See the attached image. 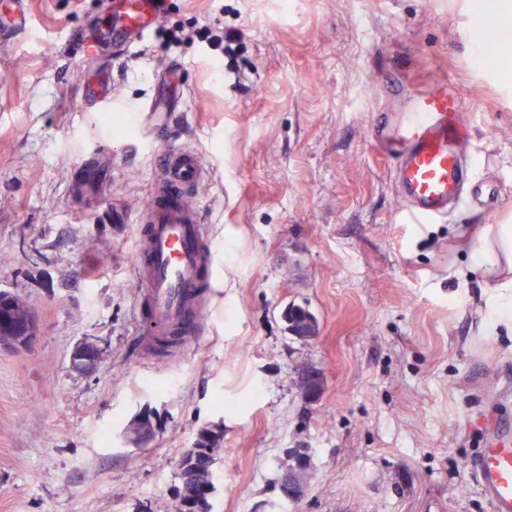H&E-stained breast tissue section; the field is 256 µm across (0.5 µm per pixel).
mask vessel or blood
<instances>
[{"instance_id":"b4317fda","label":"vessel or blood","mask_w":512,"mask_h":512,"mask_svg":"<svg viewBox=\"0 0 512 512\" xmlns=\"http://www.w3.org/2000/svg\"><path fill=\"white\" fill-rule=\"evenodd\" d=\"M168 0H118L121 22L112 38L119 51L141 43L164 15ZM88 109L109 110L112 94L103 84L82 86ZM371 136L380 151L395 155L394 183L412 224L447 221L461 203H475L484 194L470 160L461 149L471 126L454 85L435 79L423 89L408 90L393 116H374ZM111 156L107 144L83 159L79 169L94 181ZM154 202L145 216L133 256L136 286L147 310L144 336H174L188 347L200 333L214 285V250L192 188L203 176L199 155L181 150L164 155ZM484 446L473 466L475 486L491 512H512V423L477 416Z\"/></svg>"}]
</instances>
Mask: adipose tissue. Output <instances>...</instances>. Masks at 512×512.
I'll return each instance as SVG.
<instances>
[{"label": "adipose tissue", "mask_w": 512, "mask_h": 512, "mask_svg": "<svg viewBox=\"0 0 512 512\" xmlns=\"http://www.w3.org/2000/svg\"><path fill=\"white\" fill-rule=\"evenodd\" d=\"M475 16L499 27L501 39L496 46L501 55L512 52V5L506 0H475ZM479 266L493 288L488 303L496 317L512 323V225H491L476 244Z\"/></svg>", "instance_id": "ef3b65f1"}]
</instances>
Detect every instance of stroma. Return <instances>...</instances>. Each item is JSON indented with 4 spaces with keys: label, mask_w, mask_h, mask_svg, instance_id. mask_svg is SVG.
Segmentation results:
<instances>
[{
    "label": "stroma",
    "mask_w": 512,
    "mask_h": 512,
    "mask_svg": "<svg viewBox=\"0 0 512 512\" xmlns=\"http://www.w3.org/2000/svg\"><path fill=\"white\" fill-rule=\"evenodd\" d=\"M28 8L30 33L0 43V290L39 332L32 349L0 348V512H172L177 462L214 424L207 512H490L465 420L512 421V327L487 307L472 247L512 216V74L475 62L469 0H170L126 54L108 0ZM216 22L235 39L229 73L200 33ZM104 74L121 106L88 111L79 86ZM437 74L458 87L467 151L499 194L404 224L368 126ZM151 99L149 146L135 109ZM105 139L108 185L84 191L75 167ZM177 149L202 158L193 196L217 273L178 360L145 347L133 265ZM292 304L315 339L288 332ZM85 337L101 350L86 375L68 367ZM305 366L323 375L314 400ZM141 415L152 442L124 444ZM292 448L309 455L296 502L281 488Z\"/></svg>",
    "instance_id": "stroma-1"
}]
</instances>
